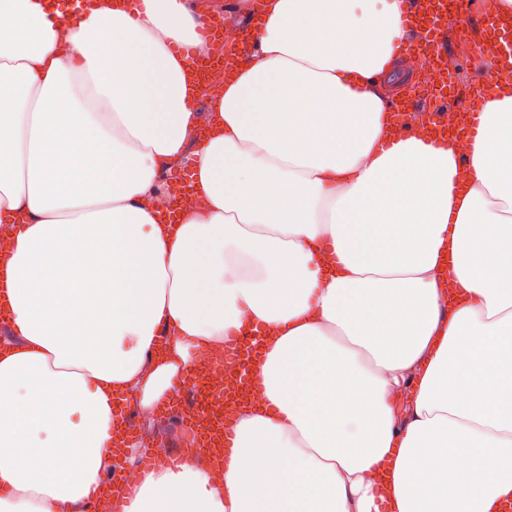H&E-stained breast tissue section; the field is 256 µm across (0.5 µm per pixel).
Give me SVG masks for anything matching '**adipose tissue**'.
I'll list each match as a JSON object with an SVG mask.
<instances>
[{
  "mask_svg": "<svg viewBox=\"0 0 512 512\" xmlns=\"http://www.w3.org/2000/svg\"><path fill=\"white\" fill-rule=\"evenodd\" d=\"M411 2L266 0L202 114L197 0H0V512H92L119 406L151 415L234 332L263 403L222 464L153 472L123 512L512 499V90L468 164L393 137ZM186 159L201 205L168 224Z\"/></svg>",
  "mask_w": 512,
  "mask_h": 512,
  "instance_id": "ef3b65f1",
  "label": "adipose tissue"
}]
</instances>
